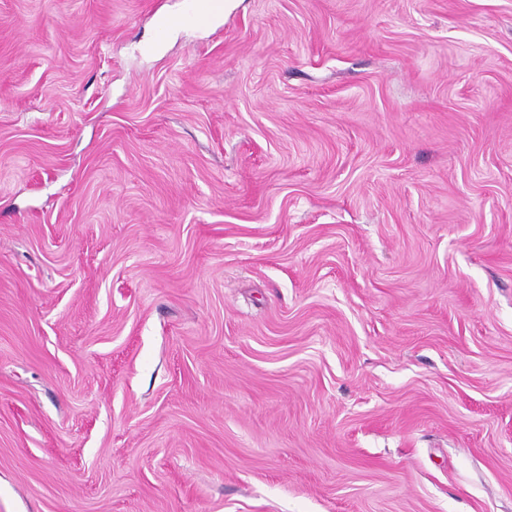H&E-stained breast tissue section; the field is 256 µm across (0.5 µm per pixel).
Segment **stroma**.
<instances>
[{"label": "stroma", "mask_w": 512, "mask_h": 512, "mask_svg": "<svg viewBox=\"0 0 512 512\" xmlns=\"http://www.w3.org/2000/svg\"><path fill=\"white\" fill-rule=\"evenodd\" d=\"M0 0V512H512V0ZM188 2L189 8L181 14H164L157 17L155 22L157 41H163L172 29L190 22L204 21L223 8L221 0H190Z\"/></svg>", "instance_id": "35a3bbf8"}]
</instances>
